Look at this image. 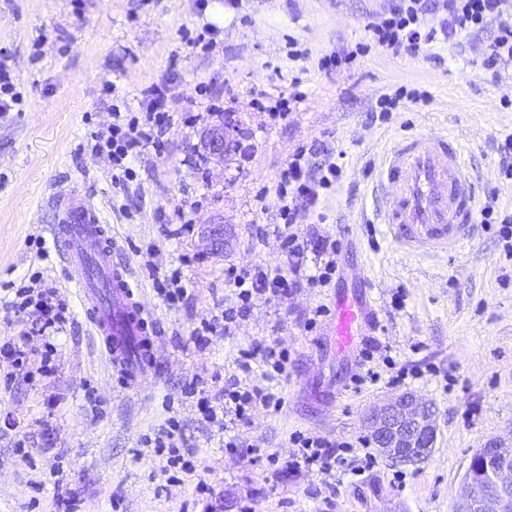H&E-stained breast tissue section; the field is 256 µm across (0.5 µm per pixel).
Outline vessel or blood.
<instances>
[{
    "label": "vessel or blood",
    "mask_w": 512,
    "mask_h": 512,
    "mask_svg": "<svg viewBox=\"0 0 512 512\" xmlns=\"http://www.w3.org/2000/svg\"><path fill=\"white\" fill-rule=\"evenodd\" d=\"M381 221L406 249L453 252L475 222L477 183L464 170L456 137L401 136L386 152L374 179ZM50 228L94 332L125 389L135 390L156 371L144 307L135 299L127 267L112 261V235L92 205L77 193L61 197ZM364 308L336 306L340 344L363 326Z\"/></svg>",
    "instance_id": "obj_1"
}]
</instances>
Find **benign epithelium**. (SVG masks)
Instances as JSON below:
<instances>
[{"label": "benign epithelium", "mask_w": 512, "mask_h": 512, "mask_svg": "<svg viewBox=\"0 0 512 512\" xmlns=\"http://www.w3.org/2000/svg\"><path fill=\"white\" fill-rule=\"evenodd\" d=\"M196 149L219 165L230 151L224 126L211 127L200 135ZM365 427L377 451L399 464H419L429 457L437 437L434 406L410 391L395 394L373 406ZM484 470L477 476L467 470L456 512H512V446L499 440L479 449Z\"/></svg>", "instance_id": "7a95c632"}]
</instances>
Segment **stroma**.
<instances>
[{"label": "stroma", "instance_id": "obj_1", "mask_svg": "<svg viewBox=\"0 0 512 512\" xmlns=\"http://www.w3.org/2000/svg\"><path fill=\"white\" fill-rule=\"evenodd\" d=\"M385 0H0V48L12 56L21 111L0 112V343L20 327L10 309L15 289H53L71 318L52 336L54 370L42 373L39 349L13 376L0 369V512H57L75 498L80 512H242L255 491L256 512H455L458 492L476 450L489 440L512 441V260L498 225L475 224L453 256L409 251L377 221L373 175L403 134L446 132L458 137L478 178L479 196L512 212V180L500 173L497 144L512 134V75L493 80L472 66L491 40L473 36L464 47L436 45L444 66L371 47L366 26ZM218 23L215 47L194 40ZM350 53L337 71L322 57ZM174 78L173 120L162 151L146 149L132 166L134 181L116 184L112 159L92 152L91 132L111 127V108L139 109L141 89ZM401 86L427 91L390 120L371 119L378 98ZM287 114L273 118L276 100ZM233 118L229 139L246 154L209 162L196 145L201 132ZM345 155L340 177L300 230L304 237L339 239L340 279L281 299L257 301L231 335L195 351L191 331L237 302L224 267L277 266L275 233L263 241L254 225L279 221L273 205L279 174L299 144ZM76 190L111 225L115 262L128 266L158 331L157 376L140 394L115 380L107 356L68 282L49 232L57 195ZM269 207L261 209L258 200ZM183 207L190 233L166 234L159 211ZM224 226V244L208 250L207 224ZM179 271L188 297L169 305L149 275ZM359 298L372 326L339 350L332 316L304 325L317 306ZM275 344L290 353L279 389L280 412L256 411L240 428L247 448L287 460L290 437L301 431L331 442L365 435L363 416L374 403L406 389L430 401L438 419L431 456L417 465L378 458L364 477L336 487L321 475L274 474L248 453L231 454L217 428L200 422L196 398L183 386L211 390L233 373L239 349ZM372 348L382 377L354 392L359 351ZM424 369L422 378L390 383L393 366ZM194 438L196 473L169 486L156 448L145 444L169 417ZM58 482H43L50 468ZM213 488V498L195 490Z\"/></svg>", "mask_w": 512, "mask_h": 512}]
</instances>
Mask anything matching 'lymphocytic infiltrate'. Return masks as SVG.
I'll use <instances>...</instances> for the list:
<instances>
[{
  "label": "lymphocytic infiltrate",
  "mask_w": 512,
  "mask_h": 512,
  "mask_svg": "<svg viewBox=\"0 0 512 512\" xmlns=\"http://www.w3.org/2000/svg\"><path fill=\"white\" fill-rule=\"evenodd\" d=\"M430 13L439 14L438 25H426L425 17ZM487 28L493 29L494 34L480 66L498 80L503 69L512 66V0H391L381 21L367 26L377 46L396 54L422 55L437 64L442 63L443 58L435 53V45H459ZM172 90L173 85L167 80L145 86L141 91L140 115L127 120L115 119L108 134H93L95 149L108 150L112 158L115 182L133 179L135 171L129 166V159L140 155L146 147H163L170 121L167 103ZM307 152V146H298L279 176L275 205L283 226L277 229L276 235L280 240L283 266L274 269L259 263L225 269L224 278L236 288L240 304L224 309L195 328L192 336L196 348L206 349L212 337L230 335L232 327L247 315L255 300L285 296L301 288L324 287L335 276L339 242L327 237L315 238L309 248L316 253L317 260L307 263L305 251L309 248L305 247L297 226L318 207L324 191L340 175L341 167L337 157L330 154L316 170H309L305 162ZM16 295L10 307L17 320L30 321L31 335L47 337L65 329L68 306L56 299L52 290L44 289L34 295L29 289L20 288ZM288 358L287 351L275 344L239 350L235 359L238 369L248 373L254 364H262L266 368L264 384L247 385L230 378L215 393L199 399L202 421L224 431L225 450L235 451L241 446L238 435L231 433V426L247 424L256 409L272 412L281 409L282 399L273 383L285 374ZM291 441L293 450L284 468L296 474L314 471L332 480L346 467L352 475L360 476L376 460L369 440L363 437L358 443L364 455L359 465L351 468L338 453L336 443L302 432L293 434ZM153 443L158 452L166 453L167 470L186 475L194 473L195 466L187 457L192 450V438L176 417H169L165 425L157 429Z\"/></svg>",
  "instance_id": "f902f5d3"
}]
</instances>
